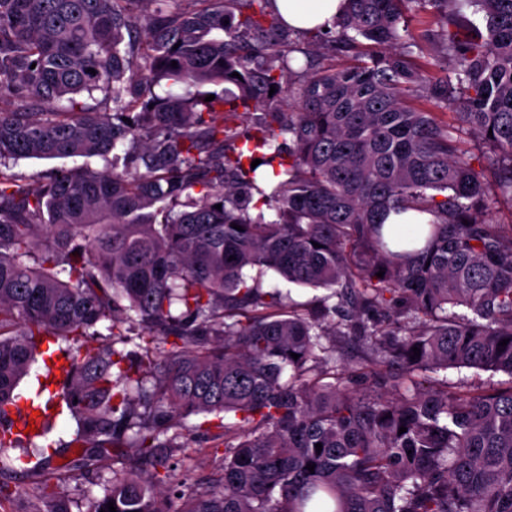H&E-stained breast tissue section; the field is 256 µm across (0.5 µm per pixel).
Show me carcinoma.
Masks as SVG:
<instances>
[{
	"mask_svg": "<svg viewBox=\"0 0 512 512\" xmlns=\"http://www.w3.org/2000/svg\"><path fill=\"white\" fill-rule=\"evenodd\" d=\"M269 3L0 0V163L85 158L34 187L0 168V502L32 473L12 429L40 356L65 382L23 399L75 421L67 467L124 462L90 512H512V224L489 214L512 209V0H349L309 34L341 67ZM409 13L441 74L413 65ZM203 84L201 110L178 93ZM391 209L434 216L423 246L385 240ZM458 367L508 380L424 386ZM199 415L224 463L186 496L171 460ZM264 281L267 288L270 289L280 288L285 292L286 290H288V288H290L293 297L297 301L305 304L312 303L313 301H315L316 298H320L326 293V291L322 289H311L308 287L294 286L291 284L289 285L287 282L282 280L273 272H268L264 277Z\"/></svg>",
	"mask_w": 512,
	"mask_h": 512,
	"instance_id": "cac0c4a2",
	"label": "carcinoma"
}]
</instances>
